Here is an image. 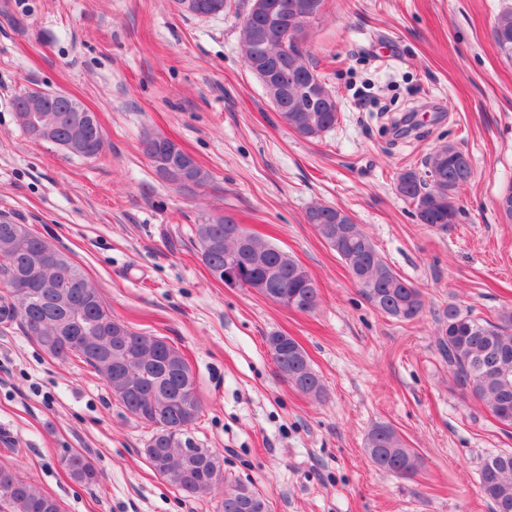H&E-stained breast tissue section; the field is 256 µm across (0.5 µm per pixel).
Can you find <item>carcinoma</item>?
<instances>
[{"mask_svg": "<svg viewBox=\"0 0 512 512\" xmlns=\"http://www.w3.org/2000/svg\"><path fill=\"white\" fill-rule=\"evenodd\" d=\"M194 8L182 10L194 16H216L232 9L231 0H192ZM282 19L291 18L304 4L320 9L324 0H274ZM493 40L500 52L512 57V7L502 10L493 26ZM246 63L275 61L285 90L273 107L281 119L304 139H317L339 118V102L315 70L307 47L292 53L281 50L266 15L247 9L241 25ZM49 142L64 154L83 158L98 156L104 135L93 112H68ZM156 136L147 134L142 149L157 175L180 189H197L209 182V173L189 152L162 164L155 158ZM473 178L468 153L453 142L438 146L425 160V171L408 168L399 173L397 193L413 206L418 223L441 229L458 224L463 209L457 195ZM305 222L343 261L350 275L361 282L360 291L381 313L410 321L424 308L420 289L396 273L353 218L343 209L315 202L305 212ZM202 262L208 270L234 266L260 295L273 289L279 301L309 313L319 304L315 279L288 252L266 238L237 233V222L224 215L194 225ZM47 254L40 275L54 277L65 299L46 294L32 306L27 292L34 287L33 264ZM0 324H18L53 358L79 360L94 369L107 383L115 399L151 428L143 453L161 478L186 498L210 494L224 483L220 458L210 449L186 456L179 442L195 443L191 429L200 417L201 405L181 415L173 408L183 388L196 389L193 371L179 348L156 337L153 348L142 347L145 335L116 319L98 288L85 271L65 252L30 230L28 225L0 215ZM438 345L456 383L481 400L504 427L512 428V309L501 310L495 320H482L448 305L440 319ZM280 375L299 392L322 398L325 385L306 351L292 337L274 332L266 337ZM365 448L380 470L409 477L417 472L419 457L408 448L394 428L375 425L367 434ZM72 481L90 486L102 471L86 453L73 450L63 458ZM479 491L491 512H512V451L501 450L484 458ZM255 500L254 512H270L253 488L238 484L223 492L218 512H242L241 499ZM0 502L12 512H60L56 499L36 485L0 467Z\"/></svg>", "mask_w": 512, "mask_h": 512, "instance_id": "cac0c4a2", "label": "carcinoma"}]
</instances>
